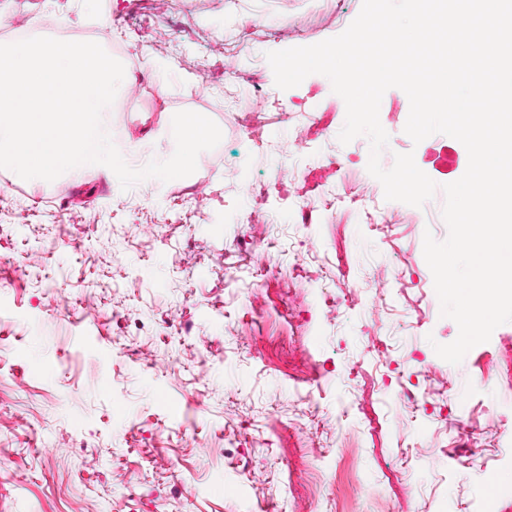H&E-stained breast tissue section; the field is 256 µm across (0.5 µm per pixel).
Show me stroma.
I'll return each mask as SVG.
<instances>
[{"label": "stroma", "mask_w": 512, "mask_h": 512, "mask_svg": "<svg viewBox=\"0 0 512 512\" xmlns=\"http://www.w3.org/2000/svg\"><path fill=\"white\" fill-rule=\"evenodd\" d=\"M361 6L330 0L327 24L309 0H0V36L24 17L33 36L140 59L117 91L144 99L131 155L173 152L165 128L180 111L207 113L225 143L199 154L195 177L127 191L105 166L38 184L0 168V512H475L487 499L512 512V323L461 364L434 350L459 328L441 315L423 237L448 236L442 187L462 177L465 146L413 143L409 99L387 90L382 166L413 153L438 189L412 222L373 228L403 205L369 174L367 138L340 143L343 99L321 74L277 88L266 60L339 35ZM257 88L259 146L240 112ZM313 112L332 123L299 142ZM334 157L367 206L305 223L298 173L339 188ZM259 184L276 192L243 223ZM413 383L432 409L406 397ZM464 410L489 466L453 447Z\"/></svg>", "instance_id": "obj_1"}]
</instances>
